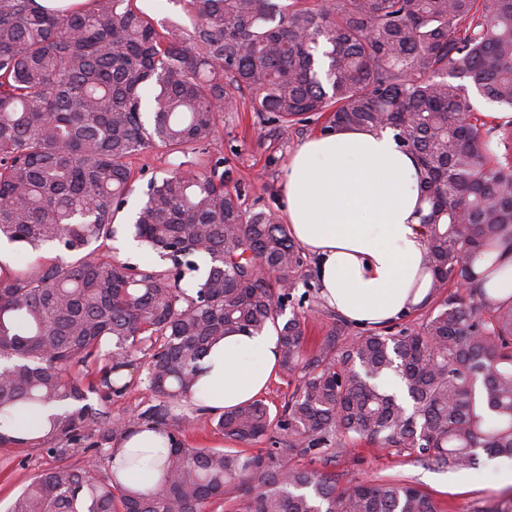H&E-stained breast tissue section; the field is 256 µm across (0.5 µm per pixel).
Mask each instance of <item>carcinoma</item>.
Returning <instances> with one entry per match:
<instances>
[{
	"instance_id": "cac0c4a2",
	"label": "carcinoma",
	"mask_w": 512,
	"mask_h": 512,
	"mask_svg": "<svg viewBox=\"0 0 512 512\" xmlns=\"http://www.w3.org/2000/svg\"><path fill=\"white\" fill-rule=\"evenodd\" d=\"M191 28L158 29L137 0L45 7L0 0V417L52 411L34 439L0 432L54 464L5 512H440L425 491L382 480L341 485L288 465L366 441L449 471L480 452L512 457V300L485 284L512 254V157L474 123L466 84L512 113V0H182ZM269 112L288 133L390 128L412 151L432 306L417 329L356 336L339 319L312 356L292 306L304 260L288 225L242 209L224 174L192 160L218 144L219 118ZM158 145L169 174L150 182L129 225L164 266L112 258L107 242L136 182L132 159ZM56 252L45 259L38 252ZM279 336V370L302 371L281 409L261 399L209 415L188 402L199 362L232 331ZM144 382L157 400L114 426L108 403ZM394 374L412 411L382 386ZM207 417L230 442L273 428L282 455L190 448ZM175 438L162 480L112 479L122 436ZM92 451L94 477L74 457Z\"/></svg>"
}]
</instances>
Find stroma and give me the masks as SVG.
I'll return each mask as SVG.
<instances>
[{
    "label": "stroma",
    "instance_id": "35a3bbf8",
    "mask_svg": "<svg viewBox=\"0 0 512 512\" xmlns=\"http://www.w3.org/2000/svg\"><path fill=\"white\" fill-rule=\"evenodd\" d=\"M322 122L310 118L289 133H281L272 116L241 110L224 116L219 124L217 156L223 157L224 178L241 190L244 209L282 214L281 183L289 156L300 144L318 134ZM135 189L117 216L129 223L145 200L151 178H162L169 159L161 147L145 150L133 161ZM294 311L306 320V353H313L331 327L334 316L316 291L297 286ZM289 464L308 466L335 475L340 484L364 480H405L428 492L443 512H512V458H483L481 466L458 474L414 456L361 442L330 449L325 457L292 455ZM52 458L30 448L0 450V500H10L29 479L50 467Z\"/></svg>",
    "mask_w": 512,
    "mask_h": 512
}]
</instances>
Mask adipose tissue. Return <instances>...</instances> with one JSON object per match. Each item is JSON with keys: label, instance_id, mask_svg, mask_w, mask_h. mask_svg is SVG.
<instances>
[{"label": "adipose tissue", "instance_id": "obj_1", "mask_svg": "<svg viewBox=\"0 0 512 512\" xmlns=\"http://www.w3.org/2000/svg\"><path fill=\"white\" fill-rule=\"evenodd\" d=\"M421 179L415 155L389 129L322 133L288 159L282 194L291 234L313 260L323 303L354 326L389 325L427 302ZM277 342L272 329L224 336L202 362L193 404L219 413L258 399L278 369ZM120 446L140 453L141 466L113 465V478L154 486L169 440L142 427Z\"/></svg>", "mask_w": 512, "mask_h": 512}]
</instances>
